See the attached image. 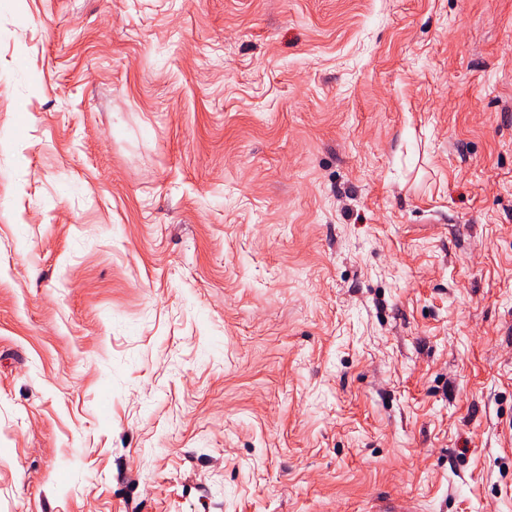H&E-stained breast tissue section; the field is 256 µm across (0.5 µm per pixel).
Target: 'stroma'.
I'll use <instances>...</instances> for the list:
<instances>
[{
	"label": "stroma",
	"mask_w": 512,
	"mask_h": 512,
	"mask_svg": "<svg viewBox=\"0 0 512 512\" xmlns=\"http://www.w3.org/2000/svg\"><path fill=\"white\" fill-rule=\"evenodd\" d=\"M512 512V0H0V512ZM419 505L408 497H394L377 501L369 512H419Z\"/></svg>",
	"instance_id": "35a3bbf8"
}]
</instances>
